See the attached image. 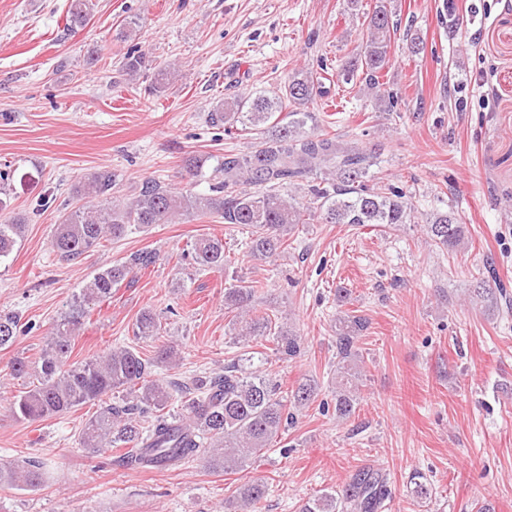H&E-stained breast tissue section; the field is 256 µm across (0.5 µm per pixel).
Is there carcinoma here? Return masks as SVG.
I'll return each instance as SVG.
<instances>
[{
	"instance_id": "1",
	"label": "carcinoma",
	"mask_w": 512,
	"mask_h": 512,
	"mask_svg": "<svg viewBox=\"0 0 512 512\" xmlns=\"http://www.w3.org/2000/svg\"><path fill=\"white\" fill-rule=\"evenodd\" d=\"M91 11L89 0H72L67 27L85 25ZM391 0H376L367 14L366 39L352 57L336 65L327 81L311 72L291 76L284 90L272 96L235 95L216 105L210 121L229 131L236 127L260 134V141L246 152L227 151L217 159L211 177L212 193L193 191V179L203 162L190 157L183 179L188 187L174 191L156 179L142 183L134 200L126 205L107 201L116 175L107 170L93 173L83 185L85 194L106 199L81 206L54 225L53 251L73 261L111 236L120 238L146 231L154 224H176L191 216H211L246 232L250 256L267 260L284 248L288 234L298 224H384L392 230L414 221L413 195L371 174L377 165L374 150L345 143L336 134L317 127L316 115L301 109L312 98L330 93L327 83H361L372 91L375 107L386 100L380 82L391 65ZM143 54L131 49L123 68L129 75L140 72ZM288 121L280 119L287 105ZM306 188V201L285 188ZM26 224L20 218L0 221V260H6L24 237ZM426 235L448 252L466 249L469 230L453 210L436 211L424 224ZM200 270L224 269V239L206 236L196 239L187 252ZM158 260L149 248L137 250L125 260L100 268L81 289L70 308L55 321L49 339L34 363L18 358L12 363L15 375L28 379L24 390L12 402L13 416L35 423L61 417L84 405L98 410L81 427L78 445L88 456L109 448L125 449V465L131 469L148 466V460L179 466L202 460L218 472L235 474L247 470L270 450V446L293 423L294 413L310 407L320 392L319 384L308 378L288 391L271 374L254 366L250 358L224 365V373L196 375L188 382L176 378L163 382L155 370H170L177 350L162 345L156 356L144 358L129 346L80 361L70 360L75 332L94 307L112 299V289L128 276L144 272ZM255 286L240 282L224 290V305L237 312L239 335L261 336L273 342L274 351L293 358L302 342L270 315L254 314ZM468 300L484 316L494 318L502 305H510L507 289L493 263H486L467 289ZM369 321L356 311L336 317V387L333 390L336 417L350 420L359 411V385L364 360L359 338ZM19 319L12 312H0V349L9 348L18 333ZM160 317L143 311L135 323V335L153 339L163 333ZM124 389L132 399L111 401L112 393ZM179 395L180 412L170 414L174 395ZM46 483V469L39 460L25 459L0 465V489L33 490ZM411 494L429 500L432 486L424 474L411 477ZM265 485L246 482L224 500V512H258ZM389 497L387 478L379 469L365 467L352 474L339 491L331 490L307 499L299 512H381Z\"/></svg>"
}]
</instances>
